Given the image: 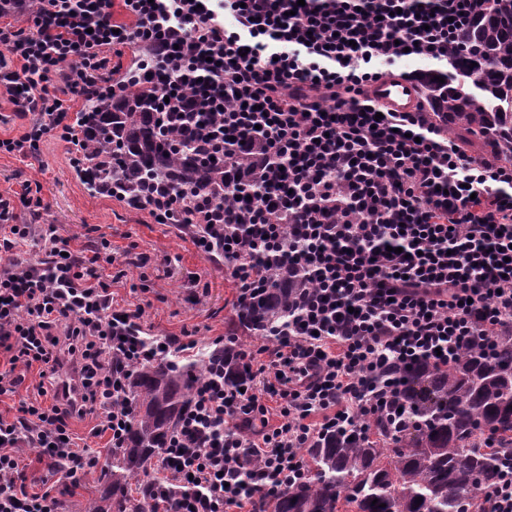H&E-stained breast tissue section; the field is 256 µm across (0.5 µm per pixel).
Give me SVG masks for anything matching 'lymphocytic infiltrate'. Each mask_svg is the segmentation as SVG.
Listing matches in <instances>:
<instances>
[{"instance_id": "lymphocytic-infiltrate-1", "label": "lymphocytic infiltrate", "mask_w": 512, "mask_h": 512, "mask_svg": "<svg viewBox=\"0 0 512 512\" xmlns=\"http://www.w3.org/2000/svg\"><path fill=\"white\" fill-rule=\"evenodd\" d=\"M488 0H0V99L28 118L0 153L37 156L69 139L72 101L92 81L161 88L160 125L184 111L224 164V198L178 193L134 201L155 223L222 252L238 303L283 270L307 286L242 385L216 364L200 379L152 481V512H226L279 493L307 471L304 448L326 431L386 409L393 384L377 368L419 357L451 363L475 336L512 324V163L468 156L423 109L380 112L368 96L392 65L435 64ZM126 17L118 19L114 5ZM16 22H8V15ZM138 59L123 67L126 50ZM266 163L249 204L238 165L253 140ZM41 186L0 193V396L37 372L33 399L0 415V512H58L51 490L28 488L35 454L76 487L98 455L72 430L124 447L129 368L164 347L147 338L143 305L112 303L108 241L74 247L44 211ZM37 239L41 256L16 249ZM280 422L270 426L267 399Z\"/></svg>"}]
</instances>
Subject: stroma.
<instances>
[{"mask_svg":"<svg viewBox=\"0 0 512 512\" xmlns=\"http://www.w3.org/2000/svg\"><path fill=\"white\" fill-rule=\"evenodd\" d=\"M75 147L46 140L37 157L0 154V191H20L25 182H40L47 208L45 223L77 244L109 241L125 277L112 286L115 304L144 305V334L176 336L212 346L226 336L236 317L235 288L223 257L199 251L188 235L172 224H157L147 212L89 192L74 172ZM147 257L145 269L136 266ZM149 277V291L138 289L140 273Z\"/></svg>","mask_w":512,"mask_h":512,"instance_id":"35a3bbf8","label":"stroma"}]
</instances>
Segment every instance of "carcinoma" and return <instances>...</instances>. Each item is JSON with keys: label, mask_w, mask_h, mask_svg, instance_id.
I'll return each mask as SVG.
<instances>
[{"label": "carcinoma", "mask_w": 512, "mask_h": 512, "mask_svg": "<svg viewBox=\"0 0 512 512\" xmlns=\"http://www.w3.org/2000/svg\"><path fill=\"white\" fill-rule=\"evenodd\" d=\"M449 61L452 71L439 74L445 82L421 80L434 117L461 147L486 143L512 162V0H492L474 16ZM99 95L94 90L72 118L81 135L76 171L93 193L110 197L115 184L136 198L161 175L189 205L197 190L224 186V164L202 159L191 137L173 142L159 134L157 84L144 81L104 102ZM303 287L299 276L281 277L239 310L231 336L240 328L268 331L288 316ZM216 356L212 349L186 360L174 351L131 369L125 447L107 464L112 496L92 501L91 512H149L148 494L135 503L128 498L130 480L147 483L152 461L166 450ZM243 374L237 344L224 343V384ZM384 375L398 385L389 401L395 416L364 419L366 433L349 427L315 438L307 476L277 494L271 512H339L342 502L356 512H478L477 494L499 483L502 463L512 457V327L487 344L467 345L446 367L418 358Z\"/></svg>", "instance_id": "obj_1"}]
</instances>
